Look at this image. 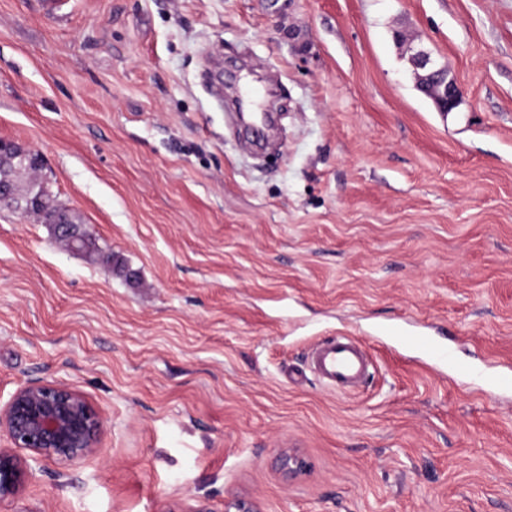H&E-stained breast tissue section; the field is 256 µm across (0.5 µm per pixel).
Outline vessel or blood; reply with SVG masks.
<instances>
[{
	"label": "vessel or blood",
	"instance_id": "b4317fda",
	"mask_svg": "<svg viewBox=\"0 0 512 512\" xmlns=\"http://www.w3.org/2000/svg\"><path fill=\"white\" fill-rule=\"evenodd\" d=\"M308 367L321 381L339 391L355 387L369 370L363 349L344 336L321 343L311 354Z\"/></svg>",
	"mask_w": 512,
	"mask_h": 512
}]
</instances>
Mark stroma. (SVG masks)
Wrapping results in <instances>:
<instances>
[{"mask_svg": "<svg viewBox=\"0 0 512 512\" xmlns=\"http://www.w3.org/2000/svg\"><path fill=\"white\" fill-rule=\"evenodd\" d=\"M248 69L262 150L212 95ZM0 138L114 258L0 207V404L38 379L106 418L0 512H512V0H0ZM333 336L359 390L306 369ZM411 63L418 90L432 100L439 112L452 111L460 101L461 90L453 79H448V63L439 62L422 50L411 56Z\"/></svg>", "mask_w": 512, "mask_h": 512, "instance_id": "35a3bbf8", "label": "stroma"}]
</instances>
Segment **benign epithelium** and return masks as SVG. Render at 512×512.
Masks as SVG:
<instances>
[{
    "mask_svg": "<svg viewBox=\"0 0 512 512\" xmlns=\"http://www.w3.org/2000/svg\"><path fill=\"white\" fill-rule=\"evenodd\" d=\"M418 90L440 112H450L459 103L461 90L448 78L450 67L422 50L411 56ZM43 168L41 156L21 145L0 138V195L14 196L20 208L28 210L38 198L21 188L16 181L18 167ZM60 240L73 243L81 236L62 217L53 220ZM105 418L77 389L64 384L30 381L0 405V436L9 447L0 448V501L17 496L23 489L34 465L46 458L80 462L102 453ZM26 454L21 455L17 450ZM281 468L291 477L306 469V462L295 450L280 456ZM224 512H262L258 501L245 496L224 499Z\"/></svg>",
    "mask_w": 512,
    "mask_h": 512,
    "instance_id": "1",
    "label": "benign epithelium"
}]
</instances>
